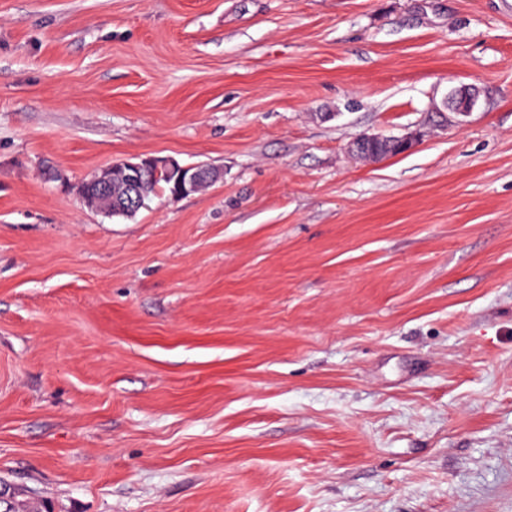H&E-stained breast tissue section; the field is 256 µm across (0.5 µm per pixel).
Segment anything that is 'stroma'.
I'll use <instances>...</instances> for the list:
<instances>
[{
	"label": "stroma",
	"mask_w": 512,
	"mask_h": 512,
	"mask_svg": "<svg viewBox=\"0 0 512 512\" xmlns=\"http://www.w3.org/2000/svg\"><path fill=\"white\" fill-rule=\"evenodd\" d=\"M152 155L219 177L80 205ZM1 481L512 512V0H0ZM480 91L473 86H461L449 94L445 107L457 116L470 114L479 98ZM391 139V141L394 144H397L400 146V148L403 149L401 154L407 153L410 150H412L416 144V140L413 136H406L401 138H383L376 135H361L358 138H356L351 144H350V150L353 154L359 156L362 154V152L365 150L366 145L370 144L366 151L364 152L362 158L364 160L369 161H378L381 160L387 156L395 155L392 148H390V144L383 143V140ZM378 141V142H375ZM374 142V143H373Z\"/></svg>",
	"instance_id": "stroma-1"
}]
</instances>
